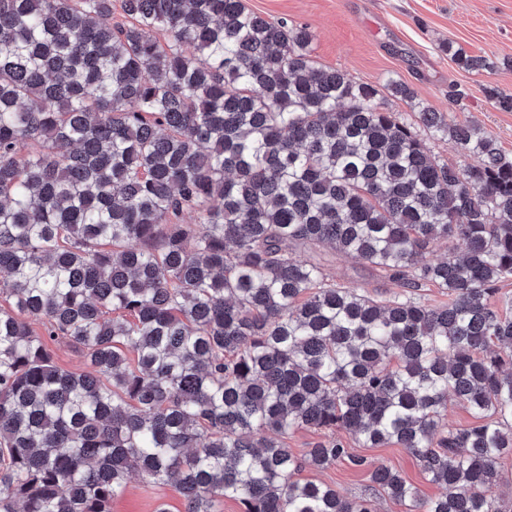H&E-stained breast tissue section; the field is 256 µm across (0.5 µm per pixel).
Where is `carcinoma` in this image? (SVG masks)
Here are the masks:
<instances>
[{
    "label": "carcinoma",
    "instance_id": "obj_1",
    "mask_svg": "<svg viewBox=\"0 0 512 512\" xmlns=\"http://www.w3.org/2000/svg\"><path fill=\"white\" fill-rule=\"evenodd\" d=\"M0 0V512H111L129 471L185 512H507L512 158L312 57L243 0ZM469 73L494 68L453 48ZM478 164L440 162L418 127ZM187 213L196 223L184 224ZM459 256L431 263L438 242ZM300 242L399 287L330 278ZM448 296L440 305L421 291ZM40 329H35V326ZM53 344L90 371L58 366ZM476 423L448 425V401ZM331 435L304 455L288 435ZM396 445L445 492L353 454ZM347 462L345 497L303 468ZM501 477L495 494L500 498L506 509L512 510V454L506 456L499 465Z\"/></svg>",
    "mask_w": 512,
    "mask_h": 512
}]
</instances>
